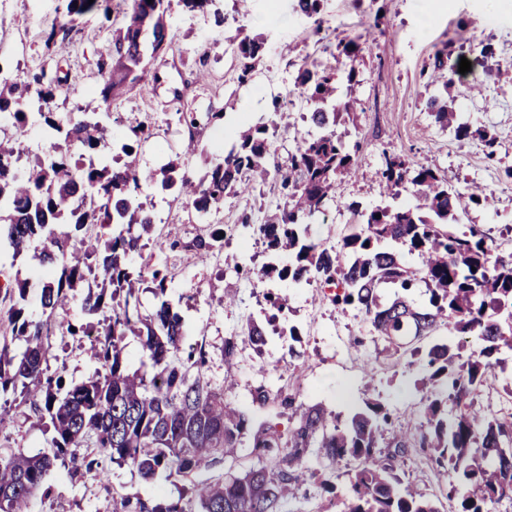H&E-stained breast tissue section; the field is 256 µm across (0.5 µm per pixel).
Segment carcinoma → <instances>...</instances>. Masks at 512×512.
<instances>
[{"label": "carcinoma", "mask_w": 512, "mask_h": 512, "mask_svg": "<svg viewBox=\"0 0 512 512\" xmlns=\"http://www.w3.org/2000/svg\"><path fill=\"white\" fill-rule=\"evenodd\" d=\"M163 0H132L129 23L112 35V50L101 55L98 70L106 78L100 96L89 94L62 125L53 112L55 91L47 86L32 96L8 77H0V112L12 115L13 133L0 139V239L11 257L33 255L46 276L40 295L43 317L24 315L28 280L3 284L11 301L0 313L11 339L0 345V397L20 392L31 407L47 413L54 427L53 453L23 451L0 455V512H29L31 497L42 487L57 460L70 454L77 478L99 475V458L127 465L145 480L160 472L189 481L186 492L200 512H288V503L307 496L304 487L318 480V469L337 462H355L342 512H441L444 497L453 512H496L495 505L512 502V413L498 416L477 406L478 398L497 390L495 369L504 352L512 353V252L504 253L485 238L448 229L458 216L482 202L477 186L462 192L422 164L411 167L396 154L385 157L383 181L393 196L409 184L414 204L406 209L377 206L363 211L352 206L362 222L343 237L342 251L312 238L310 221L334 201L336 176L354 167V157L334 130L342 114L356 111V102L336 104V74L303 63L295 84L310 105L313 134L298 140L288 168L276 169L287 198L283 209L269 215L258 231L271 251L272 262L262 274L277 275L297 285H334L331 302L364 315L370 333L395 354L407 344L445 329L450 334H475L479 350L462 355L464 344L437 343L424 353L417 386L418 411L425 423H414V412L391 411L366 400L346 418L322 403L305 404L296 396L271 394L259 388L255 400L278 409L288 427L267 423L252 429L246 413L215 388L205 376L204 349L184 352V319L165 299L167 269L148 259L134 266L157 237L151 211L135 199L144 182H160L175 190L184 203L205 215L224 198L249 191L270 175L269 159L278 126L273 120L237 128L224 157L211 162L198 178L187 163L197 145L189 141L184 155L158 171L140 165L139 142L149 127L130 128L126 141L113 147L112 125L101 121L113 98L145 79L146 52L165 48ZM239 80L249 81L264 55V41L245 35L235 44ZM484 77L500 76L492 63L491 44L480 51ZM456 69L444 55L436 56L430 84H452ZM38 105L43 124L58 134L46 151L18 165L29 132L31 105ZM434 122L448 127L454 113L438 95L427 100ZM113 149L112 163L95 158ZM224 236L214 232L193 241L201 259L223 248ZM404 245L420 258L406 265L395 246ZM281 256L288 264H275ZM97 272L102 286L88 289L81 310L98 317L99 329L90 348L102 371L86 381L65 386L62 377L45 375L43 363L57 325L53 316L68 303L70 292ZM151 280L162 300L148 314L141 311L139 290ZM424 286L427 302L412 299ZM274 313L251 320L243 339L262 353L276 331L278 314L287 300L271 295ZM137 338L146 361L130 369L122 341ZM250 435V463L242 465L240 448ZM71 448H94L77 457ZM409 448H425L454 481L441 496L428 494L404 481L398 469ZM316 462L318 467L311 466ZM224 477L196 476L218 465ZM115 512H187L183 497L147 504L124 497Z\"/></svg>", "instance_id": "carcinoma-1"}]
</instances>
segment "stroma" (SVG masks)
Returning a JSON list of instances; mask_svg holds the SVG:
<instances>
[{
	"label": "stroma",
	"mask_w": 512,
	"mask_h": 512,
	"mask_svg": "<svg viewBox=\"0 0 512 512\" xmlns=\"http://www.w3.org/2000/svg\"><path fill=\"white\" fill-rule=\"evenodd\" d=\"M130 15V0H105L99 10L77 18L67 14L65 0H0V66L15 82L39 75L55 85L54 110L58 118H66L86 90L100 85V53ZM163 20L170 40L159 57L147 59L146 81L110 107L115 135L148 125L150 136L139 149L144 168L163 166L192 138L198 152L190 164L196 175H203L205 158L222 156L230 148L233 129L269 121L277 107L284 118L271 162L287 166L295 138L312 130L310 111L301 107L295 88L300 65L309 61L335 69L338 98L356 97L362 107L356 121L336 126L337 134L357 148L355 166L338 175L336 200L313 220L312 237L341 246L357 221L351 210L355 203L364 209L412 205L410 193L393 200L384 191L381 171L390 151L406 165L434 169L457 188L480 185L486 204L469 209L457 228L475 230L501 251H512V179L505 176L512 169V81L484 82L475 97L467 91L481 75L474 60L485 44L494 47L495 63L512 72V0H324L321 13L312 17L301 13L294 0H249L244 14L236 0H211L201 9L184 0H165ZM52 32L58 42L49 41ZM245 33L261 35L265 53L251 82L242 84L233 42ZM355 38L363 42L359 56H337V43ZM441 50L473 62L469 72L454 75L448 89L449 106L470 130L465 139L457 137L455 128L436 125L425 107L437 92L428 77ZM351 69L356 79L350 83L346 73ZM179 112L196 116V128L177 124ZM215 112L220 120H212ZM485 133L494 137L493 149H486ZM140 195L152 201L157 224L176 226L184 243L183 249L155 253L169 270L166 297L178 304L189 328L184 347L204 345L207 378L215 387H230L231 399L253 424L275 418L270 408L253 404L254 391L261 386L280 389L292 375L303 383L301 402H320L344 416L366 399L398 409L416 406L420 357L387 353L357 310L333 305L315 283L296 287L275 277L246 279L233 271L236 261L258 269L270 260L265 245L243 246L247 232L240 223L245 218L264 223L267 214L284 205L275 180L228 197L205 215L157 184L142 185ZM219 224L230 228L221 256L203 261L187 250L188 242ZM0 273L28 279L26 313L41 318L42 275L36 261L12 260L1 242ZM228 292L234 293V303H223ZM271 292L287 297L289 311L280 325L297 327L298 335L275 338L260 355L240 343L234 366L226 367L225 339L240 335L248 320L263 318ZM357 336L363 340L358 348L352 343ZM89 344V337L59 332L48 353L49 374L62 376L69 385L94 374L97 365L85 354ZM292 348L302 357L296 367L283 366L281 360ZM366 364L373 368L368 376L362 370ZM52 436L49 419L17 401L0 428V449L47 453ZM70 471L69 462H56L45 477L44 491L33 498L31 512H114L127 496L149 503L178 496L176 483L161 476L147 481L107 460L96 477L75 479Z\"/></svg>",
	"instance_id": "35a3bbf8"
}]
</instances>
